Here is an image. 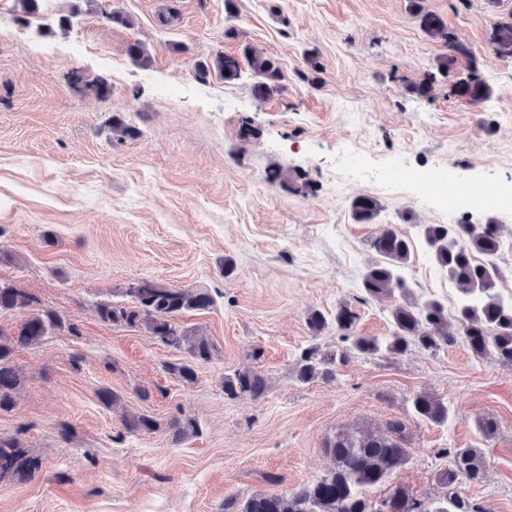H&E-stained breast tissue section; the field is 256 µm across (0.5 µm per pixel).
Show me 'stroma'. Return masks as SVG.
Here are the masks:
<instances>
[{
  "mask_svg": "<svg viewBox=\"0 0 512 512\" xmlns=\"http://www.w3.org/2000/svg\"><path fill=\"white\" fill-rule=\"evenodd\" d=\"M422 3L471 52L430 100L405 85L433 70L443 48L408 0H237L233 15L224 0H43L45 24L80 8L56 35L18 24L15 0H0V280L79 327L14 356L23 384L14 409L0 413V438L41 467L0 480V512H237L251 495L284 496L327 474L338 433L396 418L411 459L390 484L433 498L434 475L450 463L442 449L477 448L485 475L458 493L512 512V368L459 341L360 356L332 383L294 377L301 347L339 343L332 328L312 336V311L330 318L347 302L359 335H389L393 299L359 300L379 224L413 241L403 268L413 295L451 306L458 292L418 225L493 222L502 248L512 247V212L488 198L447 212L431 184L373 180L400 165L455 185L512 188V60L495 58L489 43L512 0ZM115 9L134 28L112 24ZM134 39L150 50L152 70L129 59ZM247 44L285 64L283 91L259 100L248 81L197 77L196 61ZM311 51L321 65L314 82L299 75ZM473 66L491 98L450 97L449 82ZM76 68L105 78L109 99L69 84ZM116 117L138 137L115 143ZM246 123L254 135L245 140ZM349 152L364 175H348ZM274 165L299 181L270 182ZM360 195L382 204L378 224L353 220ZM141 278L212 294L211 309L175 320L213 345L195 384L170 370L183 353L100 319V303L131 306L121 290ZM244 368L266 378L264 398L225 395V376ZM102 387L120 403L103 406ZM419 392L447 401L446 424L413 415ZM138 413L162 429L129 433L123 419ZM481 417L496 422L493 438L478 432ZM188 418L198 434L175 438L173 423Z\"/></svg>",
  "mask_w": 512,
  "mask_h": 512,
  "instance_id": "obj_1",
  "label": "stroma"
}]
</instances>
